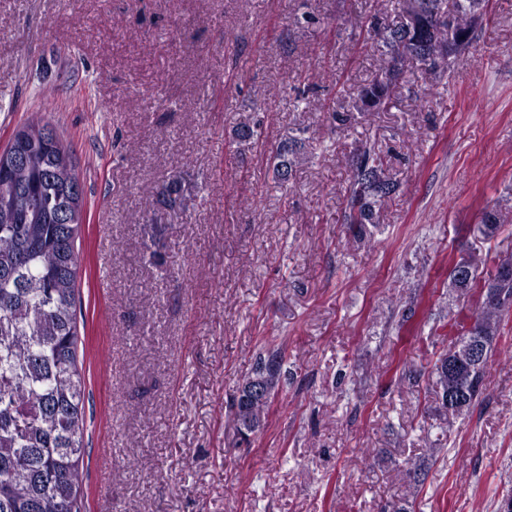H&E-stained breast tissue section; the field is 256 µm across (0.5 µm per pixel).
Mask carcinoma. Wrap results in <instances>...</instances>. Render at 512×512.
<instances>
[{"label": "carcinoma", "mask_w": 512, "mask_h": 512, "mask_svg": "<svg viewBox=\"0 0 512 512\" xmlns=\"http://www.w3.org/2000/svg\"><path fill=\"white\" fill-rule=\"evenodd\" d=\"M448 0H394L399 13L420 7L425 28L423 43L410 44L407 31L375 16L368 25L372 44L381 50L377 77L353 97L350 111L332 115L347 124L358 113L374 111L409 83L412 64L436 78L452 76L455 64L438 57L448 26L473 30L476 19L487 20L488 0H453L448 22L437 16ZM50 123L33 117L15 131L0 152V512H84L80 459L85 452L86 387L78 366L77 311L79 251L84 221V195L73 192L80 173L70 146L52 137ZM305 143L288 136L279 141L273 177L291 180L304 160ZM398 181L375 145H359L352 158L344 224L358 240L371 237L382 221L386 202ZM512 223V210L483 212L479 231L493 238ZM460 262L472 270L468 283L449 273L450 290L459 299L475 302L472 315L452 316L434 330L446 345L437 357L431 383L440 404L436 411L462 417L485 399V378L495 360L494 341L512 315V254L498 258L495 271L478 280L482 257ZM475 339L483 359L463 363L448 374V361L459 360L460 344ZM277 357L274 387H279L285 360L283 345H272L256 360L249 375L262 374ZM462 393L450 405L445 398ZM270 400H232L230 420L238 443L249 441L243 431L260 430Z\"/></svg>", "instance_id": "carcinoma-1"}]
</instances>
